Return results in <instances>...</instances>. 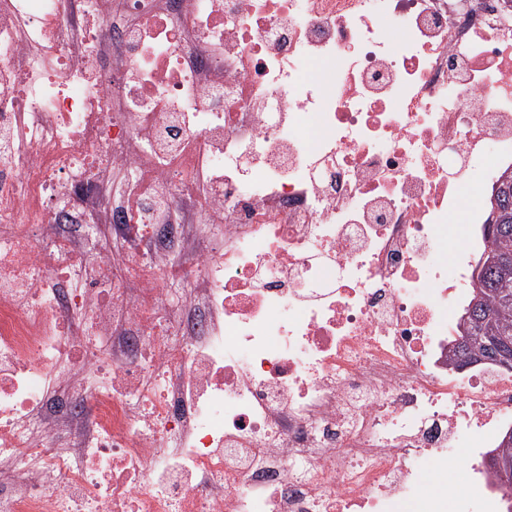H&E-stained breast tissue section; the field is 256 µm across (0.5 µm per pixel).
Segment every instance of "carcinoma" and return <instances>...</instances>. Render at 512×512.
Listing matches in <instances>:
<instances>
[{"mask_svg":"<svg viewBox=\"0 0 512 512\" xmlns=\"http://www.w3.org/2000/svg\"><path fill=\"white\" fill-rule=\"evenodd\" d=\"M491 234L484 249L503 259L472 274L473 289L466 313L469 324L454 342L452 357L488 355L504 346L512 354V175L495 186L489 207Z\"/></svg>","mask_w":512,"mask_h":512,"instance_id":"obj_1","label":"carcinoma"}]
</instances>
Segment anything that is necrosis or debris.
Listing matches in <instances>:
<instances>
[{
	"label": "necrosis or debris",
	"instance_id": "obj_1",
	"mask_svg": "<svg viewBox=\"0 0 512 512\" xmlns=\"http://www.w3.org/2000/svg\"><path fill=\"white\" fill-rule=\"evenodd\" d=\"M510 166L512 0H0V512L512 506ZM491 234L486 235L482 261L499 264L483 266L478 273L475 267L472 277L473 289L465 314L469 324L455 340L451 360L472 354L490 355L505 346L512 358V175H504L495 186L493 202L489 207ZM490 249L495 255L491 254ZM486 252V253H485ZM485 253V254H484ZM480 258V260H481ZM479 260V261H480ZM510 357H497V363L512 370Z\"/></svg>",
	"mask_w": 512,
	"mask_h": 512
}]
</instances>
